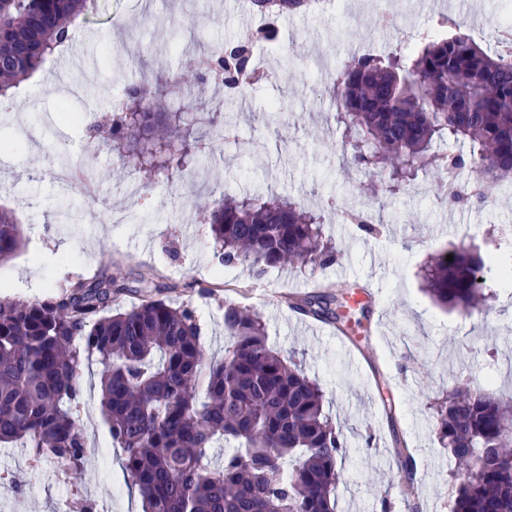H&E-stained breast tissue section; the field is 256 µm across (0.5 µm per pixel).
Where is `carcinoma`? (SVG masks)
I'll return each instance as SVG.
<instances>
[{
    "mask_svg": "<svg viewBox=\"0 0 512 512\" xmlns=\"http://www.w3.org/2000/svg\"><path fill=\"white\" fill-rule=\"evenodd\" d=\"M304 0H251L275 18L303 10ZM87 0H0V97L33 76L71 41V26ZM445 38L425 36L409 63L363 55L336 72L334 119L349 162L372 174L389 171L394 193L422 168L438 178L451 205L512 177V46L490 55L461 25ZM237 95L254 73L252 39L224 46L220 56L192 61ZM182 91L156 79L154 95L141 87L111 108L105 142L156 175L183 171L211 151L195 119L158 105ZM468 146L456 153L451 146ZM470 169L468 187L457 175ZM209 226L219 257L260 276L275 265L313 269L336 260L323 241L322 216L281 196L222 197L196 213ZM21 246L18 220L0 207V263ZM453 259L446 260L447 255ZM494 262L463 249L439 253L426 291L441 306L474 312L485 301ZM122 287L110 275L75 284L45 299L0 301V444L32 449L30 461L64 459L81 473L87 448L77 427L81 391L75 380L82 353L97 358L100 407L113 443L121 448L142 512H336L337 468L343 452L320 388L267 342L255 313L224 307V359L205 363L194 311L149 293L129 310L112 312ZM353 290L306 294L292 308L341 324L335 308ZM439 438L457 469L480 457L477 471L454 488L453 512H512V396L486 395L465 385L434 405ZM234 442L224 463H208L216 443ZM401 473L415 494L408 449Z\"/></svg>",
    "mask_w": 512,
    "mask_h": 512,
    "instance_id": "carcinoma-1",
    "label": "carcinoma"
}]
</instances>
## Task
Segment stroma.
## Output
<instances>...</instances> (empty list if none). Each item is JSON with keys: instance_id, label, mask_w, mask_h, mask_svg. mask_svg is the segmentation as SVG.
<instances>
[{"instance_id": "stroma-1", "label": "stroma", "mask_w": 512, "mask_h": 512, "mask_svg": "<svg viewBox=\"0 0 512 512\" xmlns=\"http://www.w3.org/2000/svg\"><path fill=\"white\" fill-rule=\"evenodd\" d=\"M508 0H392L395 22L382 27L373 0H341L319 13H286L275 24L287 39L255 59L260 70L243 99L225 103L228 132L194 173L150 183L132 161L107 148L85 157L87 128L60 115L55 84L20 85L22 110L0 113V140L14 144L0 155V205L20 220L23 243L0 264V299H35L60 293L100 273L125 290L118 308L139 303L140 290L166 289L173 304L191 306L207 360L224 356V307L258 313L267 342L296 361L324 393V409L347 443L339 459L337 512H451L453 464L435 433L429 406L458 382L484 393L512 395V292L494 284L482 316L450 311L425 292L433 256L457 246L486 252L489 226H512V182L491 202L448 205L430 171L394 195L379 177L352 166L341 147L329 85L355 43L373 53L409 56L437 23L453 20L484 50ZM247 0H94L77 21L71 52L81 55L72 74L90 73L100 98L122 97L142 82L138 60L155 74L182 78L184 50L241 39L261 24ZM283 110L263 120L270 103ZM67 163L88 174L91 195L61 187L55 172ZM270 194L304 203L322 215L338 250L335 264L316 270L269 268L260 277L245 267H224L214 256L208 226L196 207L223 194ZM340 209L369 211L381 234L340 220ZM339 282L370 284L374 294L344 311L342 326L298 313L292 295ZM100 366L83 362L77 381L83 398L79 424L87 442L81 476L68 462L29 468V451L0 446V474L19 476L21 492L0 496V512H70L75 495L97 512H140L100 412ZM412 456L416 496L401 481L397 441Z\"/></svg>"}]
</instances>
